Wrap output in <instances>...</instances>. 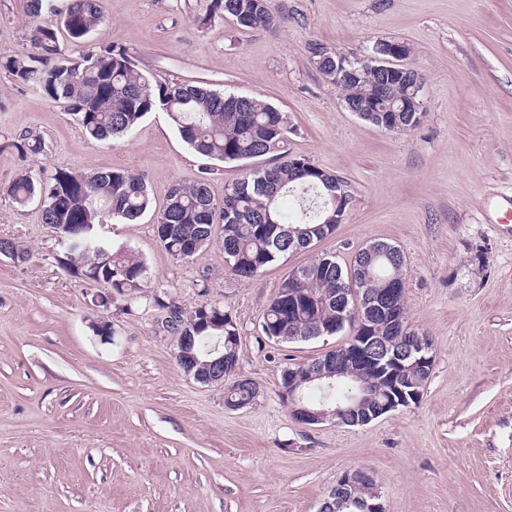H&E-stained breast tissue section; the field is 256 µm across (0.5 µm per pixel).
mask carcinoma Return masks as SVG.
Segmentation results:
<instances>
[{
	"label": "carcinoma",
	"instance_id": "obj_1",
	"mask_svg": "<svg viewBox=\"0 0 512 512\" xmlns=\"http://www.w3.org/2000/svg\"><path fill=\"white\" fill-rule=\"evenodd\" d=\"M28 11L36 21L30 33L32 52L0 56V69L16 83L30 85L50 100L61 103L75 117L84 133L101 141L131 133L150 112L167 114L181 139L199 156L241 166L240 177L227 185L224 200L217 202L208 184L175 183L165 205L156 216L155 229L164 249L174 258L188 260L197 255L193 247L211 243L215 221L221 220L220 243L231 272L249 280L280 257L309 248L331 235L336 224V192L340 179L312 165L304 155L288 150L292 133L288 114L254 96L212 89L201 82H160L135 63L128 49L118 44L88 50L79 60L64 57L51 0H28ZM222 14L240 30H255L273 19L269 0H210V9L199 23ZM105 21L102 0H71L62 21L68 36L85 39ZM382 51L375 43L363 60L350 66L340 87L350 107L374 106L377 112L358 116L380 128L411 130L419 126L422 112L410 111L412 87L396 93L385 92L389 84L400 82L398 71L374 60ZM310 63L324 76L336 70L338 55L328 56L325 46H308ZM25 157L42 151V142L23 135L12 143ZM266 164H260V161ZM13 203L24 207L47 194L55 200L41 213L42 223L96 224L93 208L110 210L113 218L133 222L151 206L144 178L126 170L74 172L55 169L48 180L21 174L0 191ZM284 196L295 197L296 213L288 215L280 207ZM64 256L59 263L77 277L93 269L101 275L112 273V291L126 295L143 288L144 263L131 252H113L102 244L96 230L64 239ZM404 257L400 249L378 241L355 256L345 270L332 254L311 257L290 273L268 305L262 322L263 333L276 342L294 343L330 335L336 329L353 327L352 315L340 303V291L365 305L388 301L393 312L366 320V331L390 345L416 335L406 321ZM166 292L153 297L155 305L169 310L167 323L176 336H194V352L199 362L224 355V362L238 360L239 333L230 315L207 303L188 314L164 301ZM321 358L287 368L282 380L297 389L298 402L311 408L331 407L358 418L380 403L386 393L379 377L359 362L325 363L322 369H340L333 378L308 379L309 367ZM257 385L224 377V402L232 407L251 404ZM280 401L293 409L296 403L279 394ZM378 488L361 481L349 488L348 496L369 502Z\"/></svg>",
	"mask_w": 512,
	"mask_h": 512
}]
</instances>
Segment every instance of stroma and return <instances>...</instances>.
<instances>
[{
	"mask_svg": "<svg viewBox=\"0 0 512 512\" xmlns=\"http://www.w3.org/2000/svg\"><path fill=\"white\" fill-rule=\"evenodd\" d=\"M208 5L103 0L87 40L59 43L70 59L120 44L159 81L287 112L290 151L341 178L350 202L331 236L250 280L217 242L173 258L154 227L170 187L203 178L223 200L237 164L195 154L160 111L126 137L91 140L63 104L0 70V238L30 252L0 256V512H319L357 468L387 512H512V0H270L272 24L246 32L220 15L200 24ZM32 25L27 0H0V55L30 52ZM379 40L406 44L423 79L415 129L362 121L309 62L312 41L354 58ZM24 134L41 154L17 153ZM58 167L144 176L151 209L100 229L144 262L142 290L115 296L69 275L37 205L3 193L22 171ZM377 241L404 256L406 317L432 343L429 383L418 404L367 425L302 426L279 399L283 371L348 335L278 343L263 313L311 255L347 267ZM159 291L183 312L212 303L232 317L239 370L259 387L252 404L227 407L222 388L184 374Z\"/></svg>",
	"mask_w": 512,
	"mask_h": 512,
	"instance_id": "stroma-1",
	"label": "stroma"
}]
</instances>
